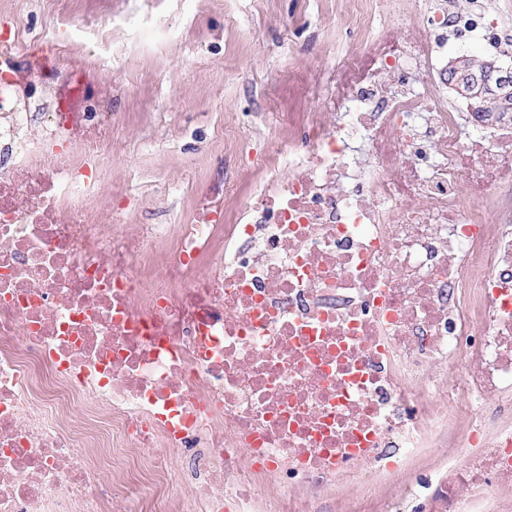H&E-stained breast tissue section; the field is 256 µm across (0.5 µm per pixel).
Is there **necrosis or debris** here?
Masks as SVG:
<instances>
[{
  "mask_svg": "<svg viewBox=\"0 0 512 512\" xmlns=\"http://www.w3.org/2000/svg\"><path fill=\"white\" fill-rule=\"evenodd\" d=\"M0 28V512H383L455 444L426 512H512V126L448 101L474 0H411L284 112L191 223L97 205L107 4ZM334 123H326L325 115ZM85 414L71 420L68 409ZM186 466L174 468L173 457ZM445 469L435 465L433 460L426 459L418 466L409 471L404 479V487L416 486L417 484H435L444 475Z\"/></svg>",
  "mask_w": 512,
  "mask_h": 512,
  "instance_id": "4bbe7bcc",
  "label": "necrosis or debris"
}]
</instances>
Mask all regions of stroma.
Here are the masks:
<instances>
[{"label": "stroma", "instance_id": "1", "mask_svg": "<svg viewBox=\"0 0 512 512\" xmlns=\"http://www.w3.org/2000/svg\"><path fill=\"white\" fill-rule=\"evenodd\" d=\"M168 23L192 32L150 47L114 29L112 68L98 76L112 101L109 180L137 199L132 232L191 223L193 164L208 165L216 185L221 165L235 166L250 186L257 175L238 149H263L276 131L275 113L294 105L289 69L331 68L357 46L348 0H224L198 25L175 11Z\"/></svg>", "mask_w": 512, "mask_h": 512}]
</instances>
